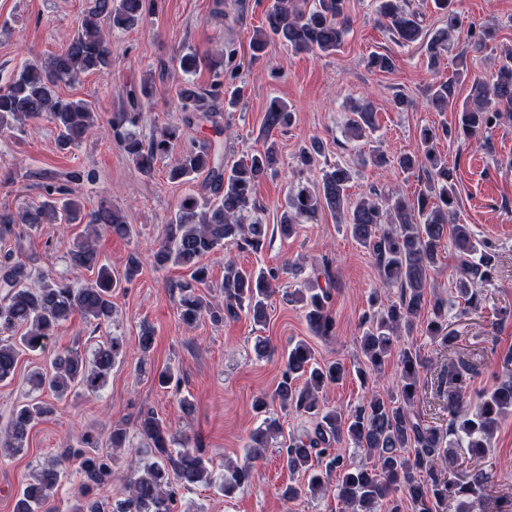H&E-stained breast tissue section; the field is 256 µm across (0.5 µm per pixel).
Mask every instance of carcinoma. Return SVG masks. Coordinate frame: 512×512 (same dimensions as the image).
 I'll list each match as a JSON object with an SVG mask.
<instances>
[{
  "label": "carcinoma",
  "instance_id": "obj_1",
  "mask_svg": "<svg viewBox=\"0 0 512 512\" xmlns=\"http://www.w3.org/2000/svg\"><path fill=\"white\" fill-rule=\"evenodd\" d=\"M376 2L380 19L396 42L425 46L430 69H437L445 56L457 54L454 77L428 87V105L438 112L447 111L453 104L455 85L465 80L471 82L470 100L459 112L458 125L452 129L421 128L416 148L396 158L402 172L425 175L413 198L372 189L353 199L348 189L356 170L327 163L314 184L291 186L277 228L289 237L298 225L327 209L346 226L350 237L375 257L379 288L396 287L400 295L383 312L361 317L362 352L367 363L366 368H358V374L366 377V369H378L395 351L400 381L383 394L364 397L349 411L330 407L323 394L344 379L345 368L339 362H317L309 344L299 340L288 344L282 356L284 366L275 391L257 399L254 408L266 413L269 406L277 404L283 411L311 418L310 429L288 437L282 445L288 470L306 479L282 491L287 501L301 496L315 499L332 492L350 512H378L385 503L389 512H401L405 502L411 512H438L441 505L453 502L456 512H476L492 499L496 512H512V499L492 497L490 471L480 468L455 476L458 448L463 446L474 456L484 454L500 418L512 412V373L477 393L474 412L462 417L459 410L470 394L475 364L460 358L448 366L438 388L450 416L448 428L442 430L428 424L415 410L420 373L427 369V359L412 345L397 346L400 336L412 332L423 311L429 313L425 333L450 350L457 345L458 337L448 331V298L430 290L443 243H450L457 259L452 293L463 306L462 312L480 306L481 286L491 281L495 272L492 247L478 240L469 225L457 222L458 187L448 160L437 150V141L452 135L476 138L498 124L504 113L512 112V48L500 53L492 81H483L471 74L468 51H456L455 34L462 24L457 0H432L433 8L446 17V24L437 29L426 27L423 14L411 9L408 0ZM346 9L347 0H314L311 5L308 0H271L264 26L254 30L250 40L252 55H262L275 41L295 52L334 54L349 29ZM148 10L149 0H87L77 30L63 51L25 66L0 86V129L46 119L58 129V146L63 150L98 134L102 130L99 113L85 100L60 96L58 86L112 65L101 21L114 30H126L141 23ZM173 63L190 77L201 60L197 53L184 51ZM211 65L215 72L210 88L200 90L192 81H185L178 91L175 122L151 137L140 131V112H115L108 124L113 140L145 176L152 175L158 159L174 151L180 127L207 126L213 131L215 139L181 154L169 168L168 177L175 183H189L204 175L205 194L189 193L182 198L166 241L152 252L151 262L158 270L170 265L190 270V280L170 285L178 291L177 313L184 325L191 327L206 316L219 324L243 315L260 324L267 320L268 301L282 275L302 273L297 264L247 271L227 254L224 276L215 284L202 259L224 249L259 253L266 247L269 226L257 216L263 205L255 197V186L277 170L280 156L275 135L292 125L294 113L285 102L270 100L264 119L265 149L226 162L218 138L230 132L224 113L235 109L241 99V88L236 85L240 69L237 49L226 47ZM350 111L353 117L343 136L357 147L376 131L375 112L370 102L354 104ZM323 154V142L312 138L299 150L296 164L302 170L310 169ZM41 188L36 203L15 210L0 207V242L19 244L40 225L58 221L84 224L96 236L102 229L119 237L130 235L131 225L111 206L102 204L87 211L72 188L52 181ZM67 256L72 270L90 271L95 278L78 286L67 276L33 268L30 258L10 250L0 256V382L14 377L20 353L45 352L56 328L73 314H80L96 329L111 323L112 292L132 282L141 265L134 255L123 272H113L96 244L84 236L69 248ZM322 275L324 285L307 282L283 298L300 305L312 335L325 338L336 333V315L331 308L335 280L328 267ZM122 353L123 338L113 335L96 343L90 360L80 348H71L53 356L51 371L33 372L28 383L35 396L14 408L8 429L0 437V456L22 453L34 423L54 413V405L44 400L42 393L48 391L57 399L78 388L97 393ZM135 430L142 448L128 460L125 497L92 494L93 488L112 478L114 455L102 451L93 435L83 433L77 446L65 449L60 465L41 469L34 481L19 491L13 512H57L52 502L71 460L76 461L82 497L70 512H177L183 491L204 485L231 497L251 482L250 467L215 468L188 439H176L151 407L140 409ZM280 432L279 418L265 417L250 434L251 457H260L259 449ZM348 443L363 451L370 463L349 462L343 448Z\"/></svg>",
  "mask_w": 512,
  "mask_h": 512
}]
</instances>
